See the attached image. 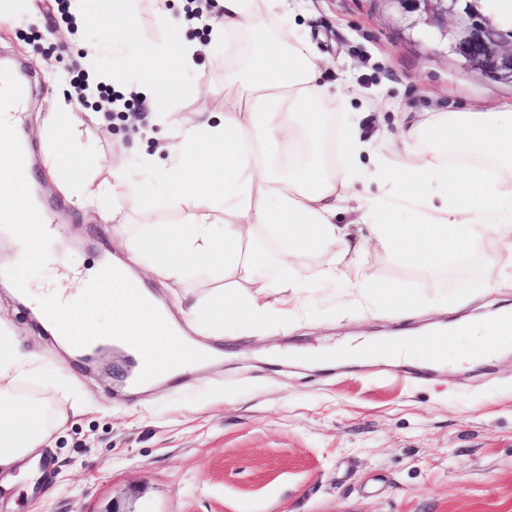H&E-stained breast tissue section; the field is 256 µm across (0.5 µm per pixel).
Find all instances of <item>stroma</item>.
<instances>
[{"instance_id":"35a3bbf8","label":"stroma","mask_w":512,"mask_h":512,"mask_svg":"<svg viewBox=\"0 0 512 512\" xmlns=\"http://www.w3.org/2000/svg\"><path fill=\"white\" fill-rule=\"evenodd\" d=\"M155 6L93 0L103 23L133 17L140 37L159 46L148 66L178 79L180 92L167 103L172 115L223 111V48H210L206 34L189 28L200 50L195 69H184ZM42 11L36 20L21 15L0 24V59L21 64L29 76L21 132L39 205L66 245L32 283L80 293L98 259L129 261L127 237L180 215L156 186L118 202L123 224L107 218L117 203L112 197L96 210L78 202L83 181H112L132 163L134 149L158 151L154 108L144 97L123 116H87L68 132L79 166L65 171L73 190L58 188L44 164L54 142L40 130L75 98L68 76L95 31L69 26L49 0ZM284 25L304 37L322 61V81L338 90L334 125L357 113L363 137L374 144H386L424 112L512 104V85L436 52L383 0H283L270 26ZM494 258L504 272L490 281L485 268ZM331 260L328 252L304 258L300 273L315 287L289 302V317L258 324L245 316L200 337L215 352L210 364L182 368L132 396L119 389L115 367L83 368L0 291V336L36 359L21 391L69 413L41 458L0 472V512H512V351L461 363L454 353L471 343L459 336L453 355L425 380L409 375L425 365L421 347L399 360L379 354L350 363L338 354L359 335L437 332L512 307V259L485 239L432 272L370 241L364 268L375 286L363 292L327 282ZM139 273L188 335L181 303L224 285L207 269L180 281L144 267ZM390 285L415 297L411 315H392ZM314 350L330 351V361L308 362Z\"/></svg>"}]
</instances>
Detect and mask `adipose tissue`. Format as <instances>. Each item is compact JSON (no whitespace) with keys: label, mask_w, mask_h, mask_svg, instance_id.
Wrapping results in <instances>:
<instances>
[{"label":"adipose tissue","mask_w":512,"mask_h":512,"mask_svg":"<svg viewBox=\"0 0 512 512\" xmlns=\"http://www.w3.org/2000/svg\"><path fill=\"white\" fill-rule=\"evenodd\" d=\"M217 2L220 14L209 38L224 44L223 113L172 124L166 104L180 87L165 73H147L139 91L153 100L157 122L175 130L163 162L135 159L111 186L116 199L151 184L170 189L172 206L186 214L184 223L146 228L130 239L135 262L175 281L195 267L223 272L221 293L186 310L204 334L245 313L258 321L278 313L289 294L309 288L296 269L313 252L333 249L327 279L351 277L359 288L371 287L360 268L359 241L336 215L353 184L377 178L385 162L357 126L339 133L329 126L336 93L322 82L317 57L296 33L252 42L255 22L275 14L281 0ZM85 50L89 60L124 54L130 68L142 67L155 53L129 18L113 28L111 38ZM425 131L436 143L428 151L418 146ZM399 140L398 183L382 194L407 201L416 221L374 225L378 245L432 271L446 268L449 252L484 238L512 256V106L444 113L423 129L401 131ZM259 227L277 241L274 257L258 248ZM272 260L294 269V276L262 280ZM244 282L260 289L243 306L233 290ZM6 353V362H0V469L5 470L46 446L67 419L66 411L17 389L32 359L13 343Z\"/></svg>","instance_id":"obj_1"}]
</instances>
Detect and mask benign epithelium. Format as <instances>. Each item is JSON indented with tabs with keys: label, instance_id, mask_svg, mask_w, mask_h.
Instances as JSON below:
<instances>
[{
	"label": "benign epithelium",
	"instance_id": "obj_1",
	"mask_svg": "<svg viewBox=\"0 0 512 512\" xmlns=\"http://www.w3.org/2000/svg\"><path fill=\"white\" fill-rule=\"evenodd\" d=\"M406 28L466 69L512 84V24L494 21L491 0H383Z\"/></svg>",
	"mask_w": 512,
	"mask_h": 512
}]
</instances>
